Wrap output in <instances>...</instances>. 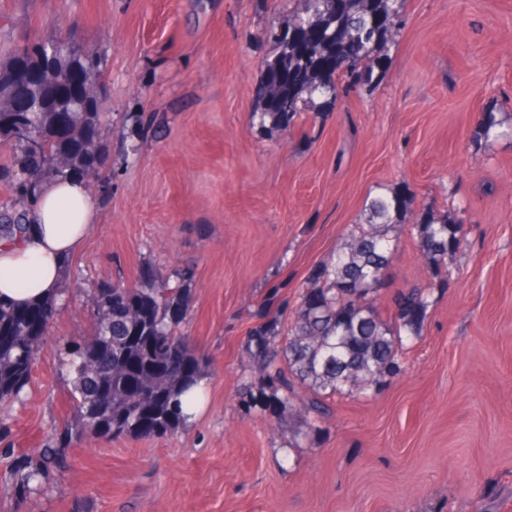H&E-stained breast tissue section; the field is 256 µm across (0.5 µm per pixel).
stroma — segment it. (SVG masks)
Segmentation results:
<instances>
[{
	"label": "stroma",
	"mask_w": 512,
	"mask_h": 512,
	"mask_svg": "<svg viewBox=\"0 0 512 512\" xmlns=\"http://www.w3.org/2000/svg\"><path fill=\"white\" fill-rule=\"evenodd\" d=\"M300 0H0V62L76 41L105 84L96 225L71 257L21 402L0 411V512H512V0H400L371 84L303 98L259 133L269 29ZM493 116L501 134L485 137ZM406 203L373 305L431 284L402 372L290 409L244 414L248 308L308 286L379 193ZM452 210L466 243L433 267L422 213ZM191 267L180 329L203 360L205 406L164 437H84L42 491L6 493L13 455L75 415L57 349L88 335L92 289L141 268Z\"/></svg>",
	"instance_id": "35a3bbf8"
}]
</instances>
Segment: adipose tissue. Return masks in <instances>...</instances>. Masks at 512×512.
Masks as SVG:
<instances>
[{
	"label": "adipose tissue",
	"mask_w": 512,
	"mask_h": 512,
	"mask_svg": "<svg viewBox=\"0 0 512 512\" xmlns=\"http://www.w3.org/2000/svg\"><path fill=\"white\" fill-rule=\"evenodd\" d=\"M95 216L81 181L48 183L30 212L29 231L0 241V297L19 306L57 297L63 260L91 233Z\"/></svg>",
	"instance_id": "ef3b65f1"
}]
</instances>
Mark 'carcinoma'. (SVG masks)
<instances>
[{
    "label": "carcinoma",
    "instance_id": "cac0c4a2",
    "mask_svg": "<svg viewBox=\"0 0 512 512\" xmlns=\"http://www.w3.org/2000/svg\"><path fill=\"white\" fill-rule=\"evenodd\" d=\"M398 0H305L288 26L274 35L275 52L263 62L258 90L257 127L266 123L287 128L300 112L303 95L333 99L370 83L382 67V47L398 23ZM27 67L38 82L65 86L74 112L51 107L30 112L33 149L16 132L17 111L28 102L8 103L0 111V144L14 147L5 166L12 204L0 209V237L13 238L28 226L29 206L52 180L87 181L101 158L100 104L86 112L87 77L57 79L43 64L36 47L14 49L5 72ZM404 207L398 195L380 194L366 208L365 223L356 225L329 261L315 268L311 287L303 290L293 311L288 334L267 318L270 297L248 312L254 320L245 354L259 385L244 388L239 404L245 413H272L298 401L300 414L314 421L325 414L324 394L377 389L386 376L402 371L404 337L416 334L427 308L431 283L398 291L395 316L383 319L369 303L384 285L385 270L398 252L386 227ZM418 248L432 265L446 262L464 244L463 225L454 214L422 217L414 224ZM192 272L178 269L162 278L148 267L140 287L103 283L94 293L95 322L90 337L98 346L87 349V337L70 340L62 363L70 377L75 419L63 433L32 455L13 461L12 491L28 496L44 488L49 474L63 466L65 451L75 438L112 433V437H163L187 423L190 391L201 381L202 361L178 334L189 307ZM59 303L53 299L27 308L0 299V409L22 399L31 381L37 354L49 336Z\"/></svg>",
    "mask_w": 512,
    "mask_h": 512
}]
</instances>
